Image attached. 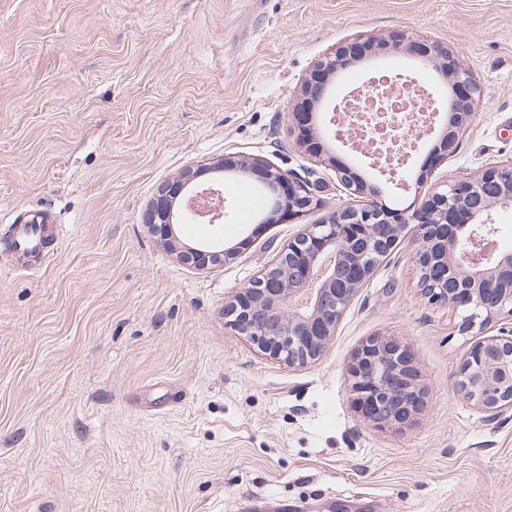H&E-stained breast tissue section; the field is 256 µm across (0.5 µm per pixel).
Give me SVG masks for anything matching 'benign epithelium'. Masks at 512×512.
Wrapping results in <instances>:
<instances>
[{"label":"benign epithelium","instance_id":"benign-epithelium-1","mask_svg":"<svg viewBox=\"0 0 512 512\" xmlns=\"http://www.w3.org/2000/svg\"><path fill=\"white\" fill-rule=\"evenodd\" d=\"M392 46L415 57L419 69L435 71L442 88L450 92L456 110L448 113L440 138L441 148L450 150L484 90L469 67L445 47L403 35L355 37L315 65L301 88L303 105L311 108L327 97L331 82L317 77L335 75L362 61L357 48L373 47L380 52ZM372 102L440 111L437 101L413 95L408 79H373L367 82L365 98L354 95L334 107L330 122L336 130L325 127L322 134L350 145L372 159L374 166L386 161L391 165L390 178L397 179L406 191L419 190L420 184L411 185L404 176L396 178L388 142H377L365 123L364 112ZM387 128L390 140L404 142L403 166L418 149L417 141L399 112L392 113ZM317 157L335 168L338 184L355 203L331 212L317 224L302 225L276 264L260 272L225 304V324L232 331L290 365L317 360L356 293L411 226L421 235L416 262L422 289L430 300L459 313L458 331H481L495 319L512 322V252L498 248L500 227L492 219L494 209H512V162L490 167L474 179L451 182L419 205L395 209L382 200L378 187L354 169L337 164L335 157L326 153ZM215 168L257 178L273 200L283 203L284 215L270 218L272 223L292 222L320 205L310 183L293 172L260 158L227 156L221 165L199 161L162 185L145 211V224L162 237H174V205L179 197L185 214L210 224L223 220V191L201 183ZM234 254L208 244L180 250L178 258L207 268ZM354 377L358 399L373 401L372 409L363 416L376 426L405 421L422 402L419 371L406 349L395 341L373 340L364 345ZM457 388L490 416L512 408V328L478 340L460 368Z\"/></svg>","mask_w":512,"mask_h":512}]
</instances>
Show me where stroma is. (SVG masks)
Returning <instances> with one entry per match:
<instances>
[{
	"label": "stroma",
	"mask_w": 512,
	"mask_h": 512,
	"mask_svg": "<svg viewBox=\"0 0 512 512\" xmlns=\"http://www.w3.org/2000/svg\"><path fill=\"white\" fill-rule=\"evenodd\" d=\"M408 33L452 49L484 89L422 195L512 160V0H0V512H512V410L456 389L475 334L419 287L408 232L361 288L322 356L289 366L224 323L301 224L349 205L288 114L317 60L351 38ZM405 53L343 70L339 102ZM388 196L369 158L330 141ZM261 157L312 183L301 222L268 225L234 258L181 263L143 222L183 168ZM227 219L176 226L177 248L247 237L261 200L223 184ZM59 225L23 270L4 242ZM403 345L417 413L364 419L351 370L367 341Z\"/></svg>",
	"instance_id": "35a3bbf8"
}]
</instances>
